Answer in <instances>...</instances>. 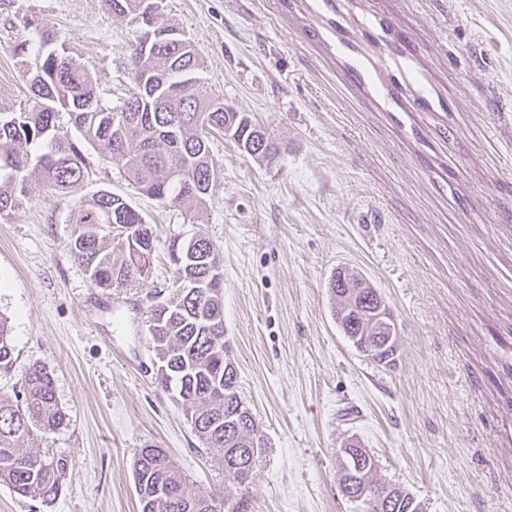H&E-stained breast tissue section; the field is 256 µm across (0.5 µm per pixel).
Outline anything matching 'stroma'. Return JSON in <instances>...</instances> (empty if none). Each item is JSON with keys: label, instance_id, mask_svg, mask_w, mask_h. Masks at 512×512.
<instances>
[{"label": "stroma", "instance_id": "stroma-1", "mask_svg": "<svg viewBox=\"0 0 512 512\" xmlns=\"http://www.w3.org/2000/svg\"><path fill=\"white\" fill-rule=\"evenodd\" d=\"M164 14L208 88L281 150L260 161L210 136L195 223L88 144L69 197L40 192L0 217L15 349L0 396L45 365L66 419L34 449L70 462L49 503L0 482V512H139L133 461L147 445L202 494L250 493L252 512H355L338 485L350 439L424 512H512V0H165ZM27 19L91 69L101 105L123 103L138 30L100 0H0V100L30 96L15 52ZM101 191L155 226L149 278L117 292L67 247L71 202ZM196 235L219 254L226 356L269 443L246 487L156 380L152 295L173 276L170 242ZM340 266L391 306L394 365L337 326Z\"/></svg>", "mask_w": 512, "mask_h": 512}]
</instances>
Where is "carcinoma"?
I'll return each instance as SVG.
<instances>
[{"mask_svg":"<svg viewBox=\"0 0 512 512\" xmlns=\"http://www.w3.org/2000/svg\"><path fill=\"white\" fill-rule=\"evenodd\" d=\"M143 0H102L109 12L142 17ZM30 37L18 44L26 55L22 80L30 91L26 106L0 102V215L30 195L28 171L39 172L42 188L67 195L84 181L81 149L55 125L65 111L90 143L122 163L146 194L184 205L190 220L201 217L212 186L214 163L209 134L232 131L242 151L256 159L273 157L278 146L259 125L219 101L202 78L201 55L190 41L153 38L129 59L136 92L116 107L99 104L90 70L54 48L45 22L27 20ZM69 251L96 288L117 290L149 278L154 230L122 197L102 192L74 204ZM174 275L167 297L150 306L148 332L159 363L157 381L175 392L198 437L220 454L224 479L244 487L235 501L197 493L162 448L139 449L134 460L140 512H250L248 479L266 456L267 442L240 399L234 365L224 357V270L215 248L203 237L170 248ZM329 289L342 332L361 352L384 345L377 309L393 317L369 282L348 269L336 271ZM10 329L0 319V368L14 359ZM66 413L55 397L52 374L29 366L15 400L0 398V481L22 496L53 501L69 468L22 447L39 433L57 429ZM339 488L358 512H423L405 488L378 475L373 455L352 441L339 449Z\"/></svg>","mask_w":512,"mask_h":512,"instance_id":"obj_1","label":"carcinoma"}]
</instances>
